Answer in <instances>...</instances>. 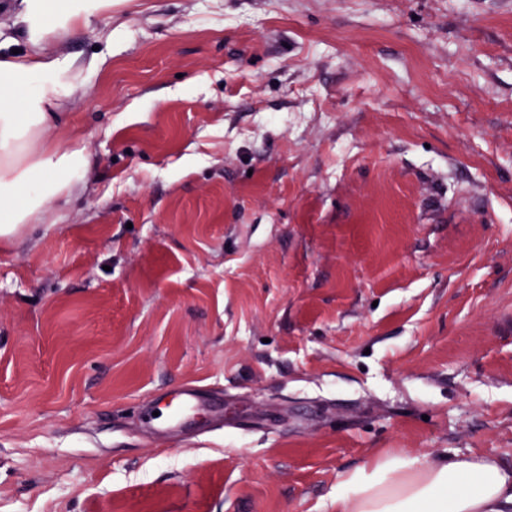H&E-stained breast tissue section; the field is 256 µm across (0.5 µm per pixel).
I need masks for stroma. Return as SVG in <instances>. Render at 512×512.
<instances>
[{"instance_id":"35a3bbf8","label":"stroma","mask_w":512,"mask_h":512,"mask_svg":"<svg viewBox=\"0 0 512 512\" xmlns=\"http://www.w3.org/2000/svg\"><path fill=\"white\" fill-rule=\"evenodd\" d=\"M0 240V512H327L370 456L512 467V0H112ZM194 384L224 427L160 441Z\"/></svg>"}]
</instances>
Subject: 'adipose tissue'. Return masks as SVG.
<instances>
[{"label": "adipose tissue", "instance_id": "ef3b65f1", "mask_svg": "<svg viewBox=\"0 0 512 512\" xmlns=\"http://www.w3.org/2000/svg\"><path fill=\"white\" fill-rule=\"evenodd\" d=\"M25 48L0 56V238L41 221L51 201L84 189L78 139H47L90 70L60 34L112 12V0H22ZM329 512H512V467L481 454H382L341 473Z\"/></svg>", "mask_w": 512, "mask_h": 512}]
</instances>
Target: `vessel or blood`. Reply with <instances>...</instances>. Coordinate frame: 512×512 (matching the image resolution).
I'll list each match as a JSON object with an SVG mask.
<instances>
[{
  "mask_svg": "<svg viewBox=\"0 0 512 512\" xmlns=\"http://www.w3.org/2000/svg\"><path fill=\"white\" fill-rule=\"evenodd\" d=\"M206 410L213 412L215 418H222L224 403L222 400L205 396L199 389L189 385L182 390L178 402L170 406L164 418L155 417L151 406L148 405L143 408V417L156 438L170 440L181 434L196 415Z\"/></svg>",
  "mask_w": 512,
  "mask_h": 512,
  "instance_id": "obj_1",
  "label": "vessel or blood"
}]
</instances>
